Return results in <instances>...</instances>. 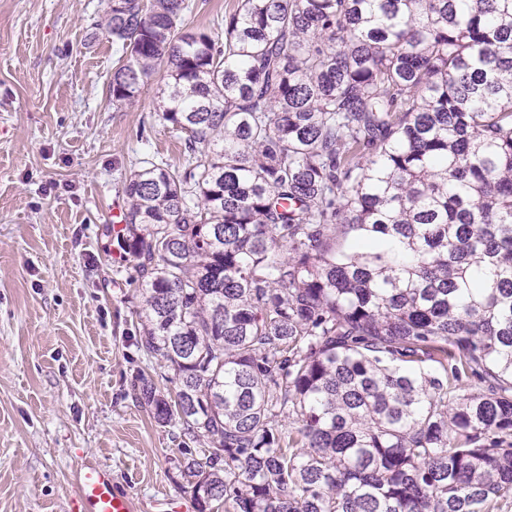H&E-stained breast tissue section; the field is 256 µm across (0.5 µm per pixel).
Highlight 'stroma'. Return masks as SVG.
Here are the masks:
<instances>
[{"instance_id": "1", "label": "stroma", "mask_w": 512, "mask_h": 512, "mask_svg": "<svg viewBox=\"0 0 512 512\" xmlns=\"http://www.w3.org/2000/svg\"><path fill=\"white\" fill-rule=\"evenodd\" d=\"M185 29L223 30L241 0H190ZM107 0H0V512H72L82 464L111 469L138 512L192 505L199 441L140 397L173 375L136 344L141 290L113 211L143 162L182 160L158 117L165 70L130 104L93 26Z\"/></svg>"}]
</instances>
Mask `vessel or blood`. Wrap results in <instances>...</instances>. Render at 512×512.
<instances>
[{
	"mask_svg": "<svg viewBox=\"0 0 512 512\" xmlns=\"http://www.w3.org/2000/svg\"><path fill=\"white\" fill-rule=\"evenodd\" d=\"M74 488L76 512H133L131 497L116 486L109 469L84 466L74 476Z\"/></svg>",
	"mask_w": 512,
	"mask_h": 512,
	"instance_id": "b4317fda",
	"label": "vessel or blood"
}]
</instances>
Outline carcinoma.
<instances>
[{
  "mask_svg": "<svg viewBox=\"0 0 512 512\" xmlns=\"http://www.w3.org/2000/svg\"><path fill=\"white\" fill-rule=\"evenodd\" d=\"M112 0L183 163L125 177L143 383L197 512L512 502V0ZM351 237L338 251L336 237ZM191 12L184 15L185 29H207L214 32L224 30V15L236 12L241 0H188Z\"/></svg>",
  "mask_w": 512,
  "mask_h": 512,
  "instance_id": "obj_1",
  "label": "carcinoma"
}]
</instances>
